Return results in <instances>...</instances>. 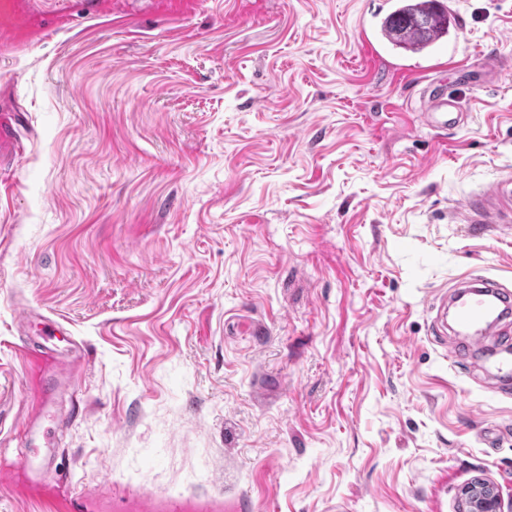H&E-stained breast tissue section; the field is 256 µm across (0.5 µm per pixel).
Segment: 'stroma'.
I'll return each instance as SVG.
<instances>
[{"label": "stroma", "instance_id": "35a3bbf8", "mask_svg": "<svg viewBox=\"0 0 512 512\" xmlns=\"http://www.w3.org/2000/svg\"><path fill=\"white\" fill-rule=\"evenodd\" d=\"M14 2L0 512H461L478 478L512 512V394L431 333L465 277L512 285V197L474 226L512 180V0H454L421 55L393 0ZM433 83L467 123L424 120ZM136 498L140 504L144 498V493L139 489L135 494L126 489L113 492V501H119L125 507L120 511L129 512H245L244 502L240 499L227 497H213L205 500H196L184 497L179 493H168L161 496H152L150 498L151 506L148 509L132 508L130 502Z\"/></svg>", "mask_w": 512, "mask_h": 512}]
</instances>
